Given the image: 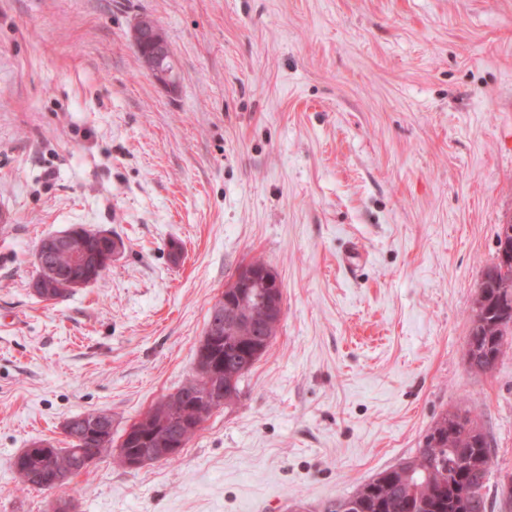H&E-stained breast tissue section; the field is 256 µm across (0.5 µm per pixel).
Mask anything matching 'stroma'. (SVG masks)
I'll return each instance as SVG.
<instances>
[{
	"label": "stroma",
	"mask_w": 512,
	"mask_h": 512,
	"mask_svg": "<svg viewBox=\"0 0 512 512\" xmlns=\"http://www.w3.org/2000/svg\"><path fill=\"white\" fill-rule=\"evenodd\" d=\"M177 82L143 69L137 17ZM0 512H49L16 457L104 411L112 434L196 369L208 312L262 258L268 350L175 461L104 457L79 512H323L464 402L512 478V343L464 357L512 216V0H0ZM125 249L40 298L35 248ZM142 17L133 26L134 47L155 81L164 87H172L177 81V74L164 33L152 18Z\"/></svg>",
	"instance_id": "35a3bbf8"
}]
</instances>
